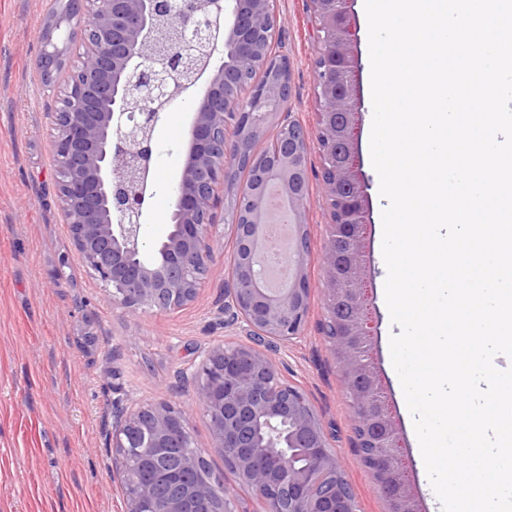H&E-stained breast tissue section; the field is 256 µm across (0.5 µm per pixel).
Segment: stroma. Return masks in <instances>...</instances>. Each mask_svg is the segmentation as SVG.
<instances>
[{"instance_id":"obj_1","label":"stroma","mask_w":512,"mask_h":512,"mask_svg":"<svg viewBox=\"0 0 512 512\" xmlns=\"http://www.w3.org/2000/svg\"><path fill=\"white\" fill-rule=\"evenodd\" d=\"M62 6V0H0V512H122V499L112 489V451L105 445L112 401L120 392L134 399L163 398L190 411L193 444L206 451L216 474L233 485L235 512H258L254 492L237 484L223 457L210 452V421L196 410L192 388L172 387L179 369L198 363L200 349L237 333L225 326L219 312L230 260L227 228L216 224L209 272L194 302L175 313L125 316L107 302L103 287L76 254L56 194L51 114L83 49L59 37L64 51L61 67L47 80L37 66L42 30ZM354 10L362 41L359 150L373 205L369 251L377 323L374 357L403 439L410 488L423 512H440L391 360L389 339L399 328L392 325L383 300L381 213L386 201L379 194L370 156L368 24L361 0H356ZM276 11L280 30L273 50L288 59V109L312 131L318 104L311 12L307 0H277ZM205 86V81H198L179 96L155 133L152 196L144 226L147 242L167 232L170 187L187 148L193 103ZM307 165V273L313 291L302 335L271 357L285 363L288 379L308 392L332 436L359 512H386V502L353 447L352 408L339 366L320 331L321 255L330 227L316 148H309Z\"/></svg>"}]
</instances>
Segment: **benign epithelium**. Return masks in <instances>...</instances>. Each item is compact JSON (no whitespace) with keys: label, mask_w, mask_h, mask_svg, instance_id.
<instances>
[{"label":"benign epithelium","mask_w":512,"mask_h":512,"mask_svg":"<svg viewBox=\"0 0 512 512\" xmlns=\"http://www.w3.org/2000/svg\"><path fill=\"white\" fill-rule=\"evenodd\" d=\"M276 0H68L55 29L84 48L61 105L51 113L57 196L81 262L107 300L129 317L193 302L213 260L218 210L230 214L231 264L224 278V324L246 340L214 344L192 373L196 406L209 418L210 449L263 512H358L330 438L305 389L291 384L269 351L304 330L312 288L306 274L309 179L307 129L292 118L285 59L271 54L279 30ZM319 44L315 60L316 146L330 210L322 255L321 330L357 410L355 447L389 512H419L402 466V441L374 356L367 295L370 200L361 169L362 103L354 0H308ZM216 14L220 27L211 22ZM40 68L50 78L58 50L43 34ZM211 70L196 98L189 146L175 182L166 237L148 246L143 210L164 110ZM279 117L283 136L262 154L249 143ZM249 179L229 182L231 168ZM288 199L297 234L288 251L293 278L273 288L262 263L264 226L276 223L268 199ZM112 480L123 512H234L233 489L198 476L187 412L160 400L112 401Z\"/></svg>","instance_id":"7a95c632"}]
</instances>
